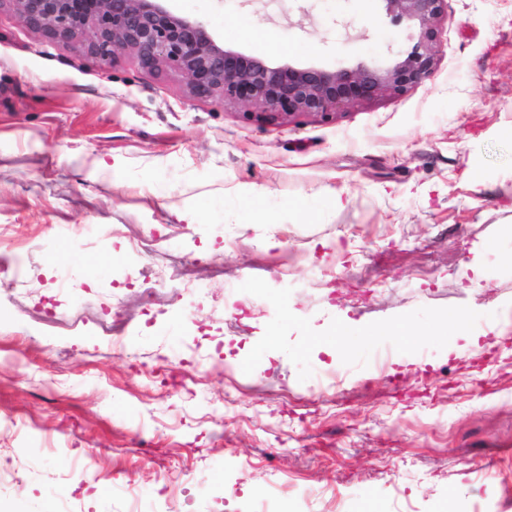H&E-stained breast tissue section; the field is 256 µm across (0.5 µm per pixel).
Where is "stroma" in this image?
<instances>
[{"instance_id":"stroma-1","label":"stroma","mask_w":512,"mask_h":512,"mask_svg":"<svg viewBox=\"0 0 512 512\" xmlns=\"http://www.w3.org/2000/svg\"><path fill=\"white\" fill-rule=\"evenodd\" d=\"M359 2L166 6L271 62L410 50ZM447 3L430 80L267 118L93 67L0 0V467L24 473L0 512H252L273 480L305 512H512V0ZM457 309L461 335L396 329ZM317 367L344 373L325 405Z\"/></svg>"}]
</instances>
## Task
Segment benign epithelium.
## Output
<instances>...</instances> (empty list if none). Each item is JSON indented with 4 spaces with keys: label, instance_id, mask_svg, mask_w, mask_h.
I'll return each mask as SVG.
<instances>
[{
    "label": "benign epithelium",
    "instance_id": "obj_1",
    "mask_svg": "<svg viewBox=\"0 0 512 512\" xmlns=\"http://www.w3.org/2000/svg\"><path fill=\"white\" fill-rule=\"evenodd\" d=\"M22 23L59 42L77 41L105 68L130 54L148 72L184 75L195 99L264 114H320L386 95L430 78L446 0H384L392 22L412 23L417 42L384 66L375 61L326 69L269 62L216 39L204 22L173 14L164 0H8Z\"/></svg>",
    "mask_w": 512,
    "mask_h": 512
}]
</instances>
